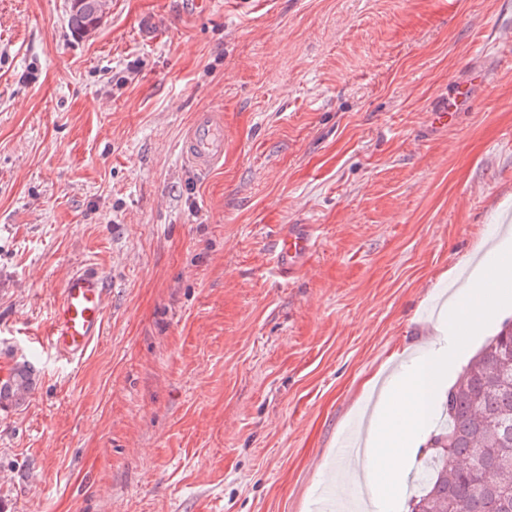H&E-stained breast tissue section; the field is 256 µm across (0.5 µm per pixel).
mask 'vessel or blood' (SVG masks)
Here are the masks:
<instances>
[{
    "label": "vessel or blood",
    "mask_w": 512,
    "mask_h": 512,
    "mask_svg": "<svg viewBox=\"0 0 512 512\" xmlns=\"http://www.w3.org/2000/svg\"><path fill=\"white\" fill-rule=\"evenodd\" d=\"M482 73H472L453 85L446 97L428 115V129L439 134L454 124L465 111L475 90L484 85ZM185 164L199 172L214 169L224 160V114L205 110L196 114L179 142ZM316 240L308 224L287 225L277 236L273 265L280 278H288L309 258ZM109 281L105 273L93 268L74 271L65 280L60 298L54 306L47 339L63 360L83 356L104 332V311Z\"/></svg>",
    "instance_id": "obj_1"
}]
</instances>
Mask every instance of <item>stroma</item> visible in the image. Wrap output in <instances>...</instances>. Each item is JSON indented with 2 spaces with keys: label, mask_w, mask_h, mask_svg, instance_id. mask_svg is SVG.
Masks as SVG:
<instances>
[{
  "label": "stroma",
  "mask_w": 512,
  "mask_h": 512,
  "mask_svg": "<svg viewBox=\"0 0 512 512\" xmlns=\"http://www.w3.org/2000/svg\"><path fill=\"white\" fill-rule=\"evenodd\" d=\"M0 0V342L67 276L110 290L86 354L0 413V512H315L387 380L512 222V0ZM487 82L435 137L427 115ZM224 113V161L176 144ZM316 227L288 281L277 232ZM66 13L68 26L76 36L88 33L102 21L97 0H69Z\"/></svg>",
  "instance_id": "35a3bbf8"
}]
</instances>
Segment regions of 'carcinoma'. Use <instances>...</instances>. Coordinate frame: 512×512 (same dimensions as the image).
I'll use <instances>...</instances> for the list:
<instances>
[{"instance_id":"cac0c4a2","label":"carcinoma","mask_w":512,"mask_h":512,"mask_svg":"<svg viewBox=\"0 0 512 512\" xmlns=\"http://www.w3.org/2000/svg\"><path fill=\"white\" fill-rule=\"evenodd\" d=\"M71 32L102 21L98 0H67ZM430 466L409 512H512V323L474 355L442 403Z\"/></svg>"}]
</instances>
